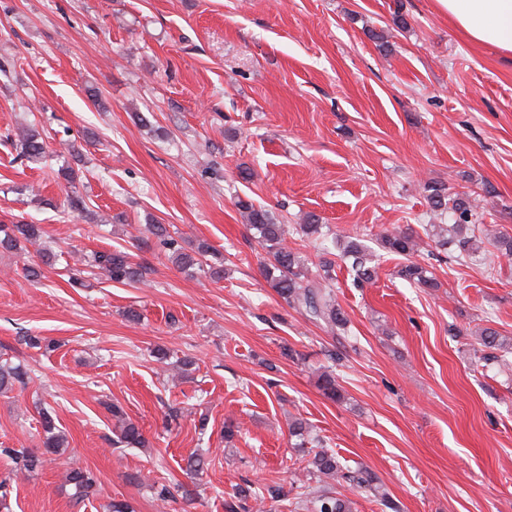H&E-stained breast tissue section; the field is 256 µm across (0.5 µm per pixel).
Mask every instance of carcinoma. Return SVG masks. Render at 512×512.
Segmentation results:
<instances>
[{
	"instance_id": "1",
	"label": "carcinoma",
	"mask_w": 512,
	"mask_h": 512,
	"mask_svg": "<svg viewBox=\"0 0 512 512\" xmlns=\"http://www.w3.org/2000/svg\"><path fill=\"white\" fill-rule=\"evenodd\" d=\"M16 147L20 156L29 161H38L46 153V142L35 127H24L16 133ZM67 153L72 161L65 162L56 172V177L68 184H73L79 177V171L72 162L79 161V156L73 147H68ZM432 210L447 214L453 224L433 225L435 243L444 246L448 243L456 246L458 257H469L475 252L476 235L479 230L474 224V214L468 202L467 194L457 193L453 196L442 186L430 187L427 196ZM249 229L257 232L258 243L265 252L261 261V272L275 292L289 306L303 313L306 317L322 325L332 334H337L346 328L347 319L336 302L334 290L330 287L332 280V262L324 259L320 262L315 276L309 275L305 257L300 251L287 243L288 225L281 223L273 213L257 206L251 199L240 198L236 202ZM150 232L167 250L169 259L178 268L189 271L196 270L211 280L224 277V257L219 255L211 245L200 241L187 250L172 237L162 224L150 225ZM43 236L42 227L38 224H28L18 221L14 224L0 225V249L27 257V245H35ZM378 247L388 253L400 255L405 263L397 271V275L410 284L420 288L435 289L438 281L433 272L426 266L413 260L420 251V242L415 235L400 228L384 230L376 235ZM342 254L350 261L354 281L363 285L372 281L376 274L375 251L361 243L358 238H349L343 247ZM87 266L98 271L107 280L133 284L144 281L148 267L132 259L131 254L123 250L95 251L90 254ZM479 348L475 350L478 360L489 362L497 359V353L512 354V337L500 335L498 331L484 327L476 334ZM28 378V372L8 359H0V391L8 390L15 384H23ZM317 386L322 394L336 401L344 399L341 385L336 374L329 369L320 371L317 375ZM112 417L115 420V440L118 446L131 448H147L148 440L142 434L139 426L133 422L123 408L112 404ZM41 427L43 432V451L27 448H3L0 453L10 457L18 470L34 473L43 468L47 455L58 454L68 447L65 433L59 429L52 412L41 408ZM289 436L295 439L294 447L306 448L318 439L313 436L309 426L301 419H294L288 425ZM307 482L297 486L299 492L294 497V509L298 512H353V502L340 492V488L349 486L360 490L378 501L387 509L392 508L387 492L378 478L366 468L351 469L346 460L335 451L323 448L316 452L306 468ZM65 483L72 486V497L83 501L96 493V480L88 469L70 468L64 474ZM315 481L320 488L309 485ZM284 497L278 487H267L255 490L252 483L246 481L238 486L229 500L225 501L228 512H250L249 501L271 500L278 502Z\"/></svg>"
}]
</instances>
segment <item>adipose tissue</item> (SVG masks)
<instances>
[{
    "label": "adipose tissue",
    "instance_id": "obj_1",
    "mask_svg": "<svg viewBox=\"0 0 512 512\" xmlns=\"http://www.w3.org/2000/svg\"><path fill=\"white\" fill-rule=\"evenodd\" d=\"M437 3L472 42L512 53V0H437Z\"/></svg>",
    "mask_w": 512,
    "mask_h": 512
}]
</instances>
